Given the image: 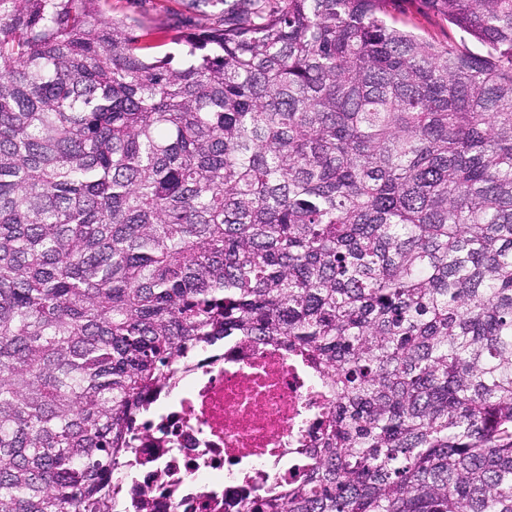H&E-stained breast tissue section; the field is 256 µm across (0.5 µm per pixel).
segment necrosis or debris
<instances>
[{"label": "necrosis or debris", "mask_w": 512, "mask_h": 512, "mask_svg": "<svg viewBox=\"0 0 512 512\" xmlns=\"http://www.w3.org/2000/svg\"><path fill=\"white\" fill-rule=\"evenodd\" d=\"M334 395L284 347L228 336L149 396L112 475L116 512H238L304 476Z\"/></svg>", "instance_id": "necrosis-or-debris-1"}]
</instances>
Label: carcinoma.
I'll list each match as a JSON object with an SVG mask.
<instances>
[{
	"instance_id": "obj_1",
	"label": "carcinoma",
	"mask_w": 512,
	"mask_h": 512,
	"mask_svg": "<svg viewBox=\"0 0 512 512\" xmlns=\"http://www.w3.org/2000/svg\"><path fill=\"white\" fill-rule=\"evenodd\" d=\"M224 4L175 55L0 0V512H114L133 419L250 336L336 399L240 512H512V0ZM393 14L399 24L408 23L424 37L441 41L452 37L459 43L458 35L448 30V24L430 12L422 0H399L393 6Z\"/></svg>"
}]
</instances>
